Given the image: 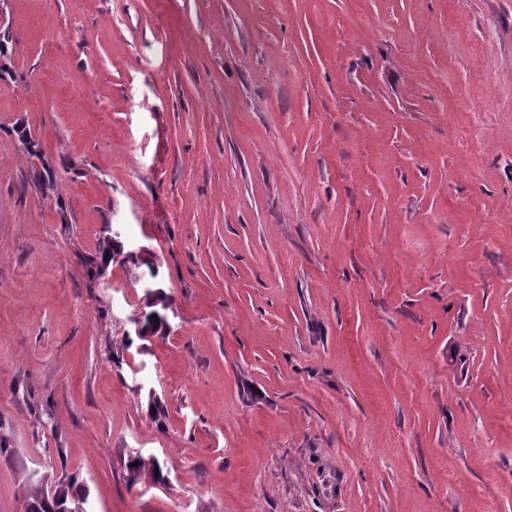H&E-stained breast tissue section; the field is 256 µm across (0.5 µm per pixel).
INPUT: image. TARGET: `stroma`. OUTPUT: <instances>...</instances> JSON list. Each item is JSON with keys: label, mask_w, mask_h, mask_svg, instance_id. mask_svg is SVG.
Returning <instances> with one entry per match:
<instances>
[{"label": "stroma", "mask_w": 512, "mask_h": 512, "mask_svg": "<svg viewBox=\"0 0 512 512\" xmlns=\"http://www.w3.org/2000/svg\"><path fill=\"white\" fill-rule=\"evenodd\" d=\"M1 34L0 512L64 471L90 512H512V0H6ZM108 224L173 299L142 350L148 266L86 275ZM135 461L138 465L134 466ZM128 478L132 483H138L144 480L151 484L163 483L165 475L160 461L154 457L153 460L147 461L143 456L129 455L125 462Z\"/></svg>", "instance_id": "35a3bbf8"}]
</instances>
